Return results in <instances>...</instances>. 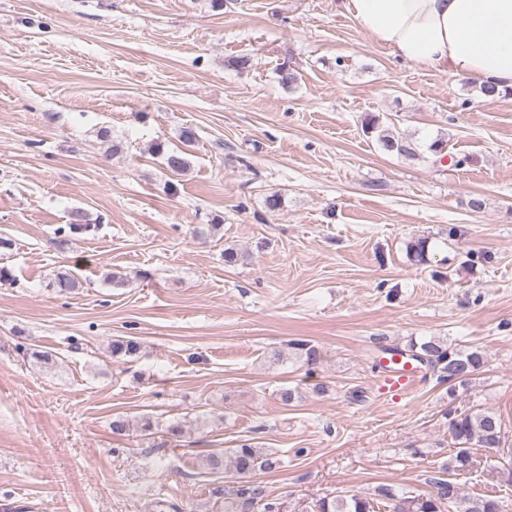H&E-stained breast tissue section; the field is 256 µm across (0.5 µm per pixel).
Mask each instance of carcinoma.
<instances>
[{
	"label": "carcinoma",
	"instance_id": "1",
	"mask_svg": "<svg viewBox=\"0 0 512 512\" xmlns=\"http://www.w3.org/2000/svg\"><path fill=\"white\" fill-rule=\"evenodd\" d=\"M364 130L375 136L378 147L386 153L396 152L402 155L410 152L404 138L381 128L379 119L374 116L364 120ZM54 288L60 293H71L80 288V281L72 272L60 271L55 275ZM293 348L306 365L314 366L318 363L319 352L309 342L296 341ZM409 352L416 360L427 364L441 382L448 381V373L460 366L472 375L484 366V354L481 350L451 348L435 339L419 345L413 343ZM448 432L455 449L449 459L448 468L454 470L470 467L471 449H498L502 447L505 438L500 416L488 408L448 415ZM275 466L276 462L272 458L247 441L233 450L228 472L239 479H249L247 484L236 490L237 502L233 512H248L254 505L264 502L263 487L251 481V478ZM433 487L431 495L419 497L410 496L408 492L389 485H382L376 489L374 500L353 493L331 500L324 499L318 508L319 512H445L448 507V494L451 493L456 503L463 507V512H505V504L501 499L492 496L468 497L462 494L456 483L448 479L434 480ZM263 512H277V506L264 502Z\"/></svg>",
	"mask_w": 512,
	"mask_h": 512
}]
</instances>
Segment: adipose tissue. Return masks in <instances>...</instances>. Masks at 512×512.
<instances>
[{
    "label": "adipose tissue",
    "mask_w": 512,
    "mask_h": 512,
    "mask_svg": "<svg viewBox=\"0 0 512 512\" xmlns=\"http://www.w3.org/2000/svg\"><path fill=\"white\" fill-rule=\"evenodd\" d=\"M339 6L403 61L512 89V0H339Z\"/></svg>",
    "instance_id": "obj_1"
}]
</instances>
